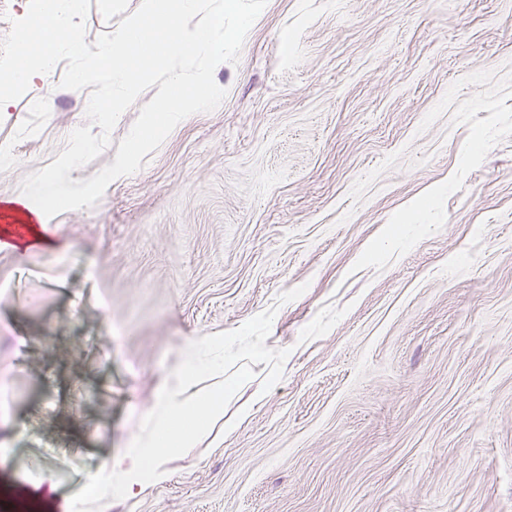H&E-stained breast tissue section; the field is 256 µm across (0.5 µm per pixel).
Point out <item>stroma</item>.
Segmentation results:
<instances>
[{"label": "stroma", "mask_w": 512, "mask_h": 512, "mask_svg": "<svg viewBox=\"0 0 512 512\" xmlns=\"http://www.w3.org/2000/svg\"><path fill=\"white\" fill-rule=\"evenodd\" d=\"M140 5L91 0L87 43ZM64 72L0 107V200L87 124ZM214 79L55 247L0 249V501L512 512V0H268ZM209 336L221 414L83 500Z\"/></svg>", "instance_id": "35a3bbf8"}]
</instances>
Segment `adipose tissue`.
Returning a JSON list of instances; mask_svg holds the SVG:
<instances>
[{
  "instance_id": "adipose-tissue-1",
  "label": "adipose tissue",
  "mask_w": 512,
  "mask_h": 512,
  "mask_svg": "<svg viewBox=\"0 0 512 512\" xmlns=\"http://www.w3.org/2000/svg\"><path fill=\"white\" fill-rule=\"evenodd\" d=\"M62 195L59 185L51 179L45 180L40 199L20 197L0 201V248H25L49 244L42 220L41 199H57ZM202 372L194 362H187L186 371L174 384L161 389L158 409L152 417L154 432L144 442L127 444L103 463L100 473L85 481L87 492L97 500L108 499L112 494L111 484L105 476L123 477L122 490L133 493L135 485L128 482L129 474L138 471L144 462L162 465L169 455L200 431L201 419L218 412L223 404V388H215L189 395L192 381Z\"/></svg>"
}]
</instances>
